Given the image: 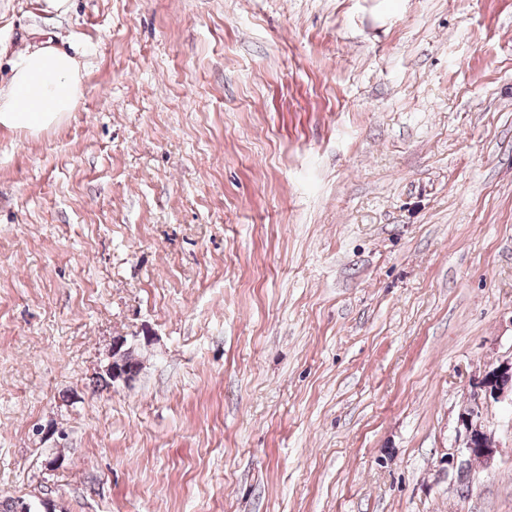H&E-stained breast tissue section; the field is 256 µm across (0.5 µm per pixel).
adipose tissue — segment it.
<instances>
[{
    "mask_svg": "<svg viewBox=\"0 0 512 512\" xmlns=\"http://www.w3.org/2000/svg\"><path fill=\"white\" fill-rule=\"evenodd\" d=\"M81 64L43 41L16 55L0 87V125L32 133L60 124L81 96Z\"/></svg>",
    "mask_w": 512,
    "mask_h": 512,
    "instance_id": "1",
    "label": "adipose tissue"
}]
</instances>
